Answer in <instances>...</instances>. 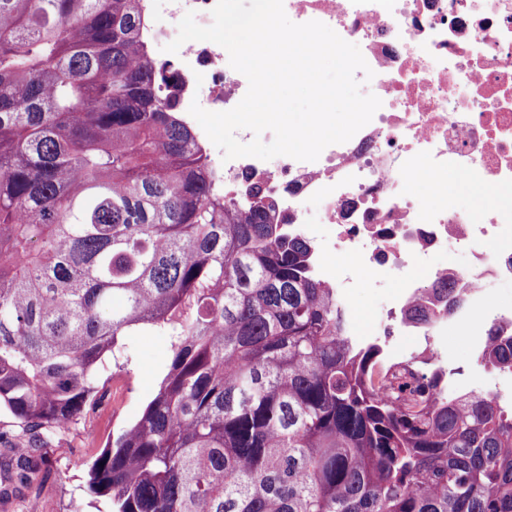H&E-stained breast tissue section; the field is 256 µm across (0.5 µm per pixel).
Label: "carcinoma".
Here are the masks:
<instances>
[{
	"label": "carcinoma",
	"mask_w": 512,
	"mask_h": 512,
	"mask_svg": "<svg viewBox=\"0 0 512 512\" xmlns=\"http://www.w3.org/2000/svg\"><path fill=\"white\" fill-rule=\"evenodd\" d=\"M142 28L141 0H0V406L44 448L156 332V394L87 467L112 512H512V398L348 336L276 205L224 199ZM0 502L26 510L9 464Z\"/></svg>",
	"instance_id": "carcinoma-1"
}]
</instances>
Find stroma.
I'll list each match as a JSON object with an SVG mask.
<instances>
[{
	"instance_id": "stroma-1",
	"label": "stroma",
	"mask_w": 512,
	"mask_h": 512,
	"mask_svg": "<svg viewBox=\"0 0 512 512\" xmlns=\"http://www.w3.org/2000/svg\"><path fill=\"white\" fill-rule=\"evenodd\" d=\"M127 343L128 363L109 366L100 373L97 401L50 447L33 450L29 482L23 489L28 512H93L88 506L86 475L72 462L77 458L93 462L140 413L158 389L169 355L166 337L155 333L128 337ZM438 345L445 362L463 371L467 386L512 394V374L479 367L468 337L459 328L449 327Z\"/></svg>"
}]
</instances>
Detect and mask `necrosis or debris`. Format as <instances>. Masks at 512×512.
<instances>
[{"label": "necrosis or debris", "instance_id": "necrosis-or-debris-1", "mask_svg": "<svg viewBox=\"0 0 512 512\" xmlns=\"http://www.w3.org/2000/svg\"><path fill=\"white\" fill-rule=\"evenodd\" d=\"M216 0H144L150 48L178 35L186 12L212 23ZM297 24L312 20L358 45L373 78L357 73L361 90L382 102L349 141L326 147L318 160L240 157L224 160L213 143L215 177L229 198L259 187L312 246L313 274L341 296L360 288L391 295L376 335L384 356L410 365L434 350L438 332L455 324L480 347L490 324H512L491 286L512 280V208L463 212L448 195L420 207L412 184L421 172L452 171L493 194L512 191V0H283ZM178 78V112L191 103L208 111L235 107L246 77L224 64V49L189 41L171 54ZM448 252V266L435 256ZM464 255L457 264L455 255ZM451 278L468 299L453 320L413 322L406 312L425 287ZM413 337V346L398 344Z\"/></svg>", "mask_w": 512, "mask_h": 512}]
</instances>
